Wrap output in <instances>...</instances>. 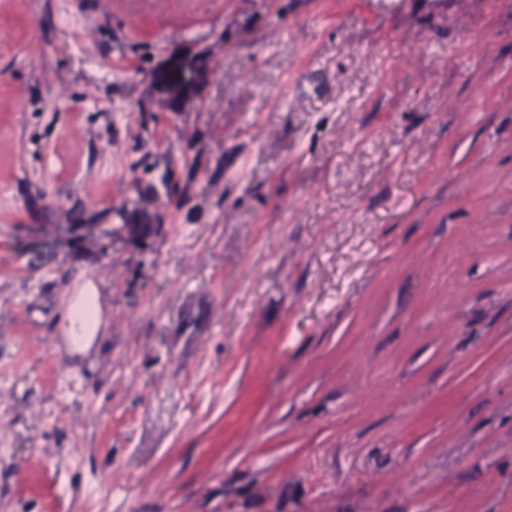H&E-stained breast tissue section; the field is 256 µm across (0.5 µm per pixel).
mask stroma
<instances>
[{"mask_svg":"<svg viewBox=\"0 0 512 512\" xmlns=\"http://www.w3.org/2000/svg\"><path fill=\"white\" fill-rule=\"evenodd\" d=\"M0 512H512V0H0Z\"/></svg>","mask_w":512,"mask_h":512,"instance_id":"35a3bbf8","label":"stroma"}]
</instances>
